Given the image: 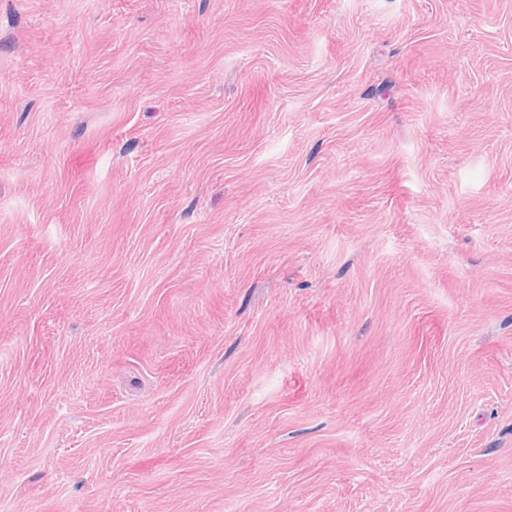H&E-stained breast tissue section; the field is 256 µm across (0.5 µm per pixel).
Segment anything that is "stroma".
I'll use <instances>...</instances> for the list:
<instances>
[{
  "label": "stroma",
  "mask_w": 512,
  "mask_h": 512,
  "mask_svg": "<svg viewBox=\"0 0 512 512\" xmlns=\"http://www.w3.org/2000/svg\"><path fill=\"white\" fill-rule=\"evenodd\" d=\"M0 512H512V0H0Z\"/></svg>",
  "instance_id": "obj_1"
}]
</instances>
